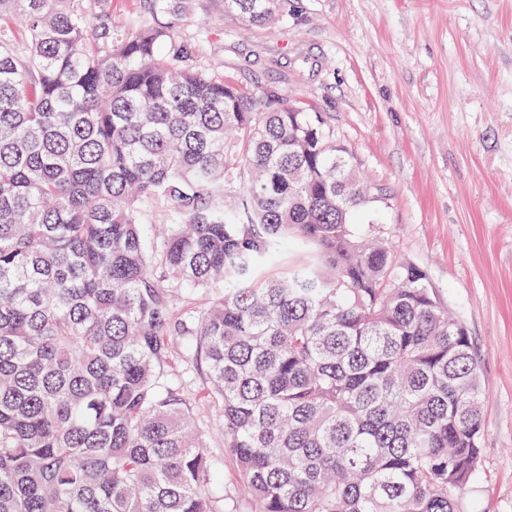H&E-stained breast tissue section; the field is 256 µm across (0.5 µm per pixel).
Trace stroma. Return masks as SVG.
<instances>
[{
	"mask_svg": "<svg viewBox=\"0 0 512 512\" xmlns=\"http://www.w3.org/2000/svg\"><path fill=\"white\" fill-rule=\"evenodd\" d=\"M167 21L183 38L207 32L206 60L244 90L317 112L382 188L357 223L383 225L427 269L479 359L481 467L463 499L512 512V0H290L263 28L187 0ZM172 384L204 405L225 512H246L203 368L177 361Z\"/></svg>",
	"mask_w": 512,
	"mask_h": 512,
	"instance_id": "1",
	"label": "stroma"
}]
</instances>
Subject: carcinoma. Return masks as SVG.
<instances>
[{"mask_svg":"<svg viewBox=\"0 0 512 512\" xmlns=\"http://www.w3.org/2000/svg\"><path fill=\"white\" fill-rule=\"evenodd\" d=\"M110 0H0V512H466L485 388L315 112ZM255 26L288 0H221ZM210 295L191 307L195 295ZM189 308L184 316L176 306ZM143 7V0H112V26L120 30L128 25L130 20ZM175 375L172 385L178 388L186 398L195 399L205 403L204 416L206 420L205 441L210 455L220 461L223 458L224 443L221 428L216 425V416L219 415L221 407L219 402L208 397L207 385L203 368L196 364H186L181 358H175ZM217 478L218 486L224 494V510L226 512H247L245 500L239 492L240 486L236 470L227 458H224V465L221 464Z\"/></svg>","mask_w":512,"mask_h":512,"instance_id":"carcinoma-1","label":"carcinoma"}]
</instances>
